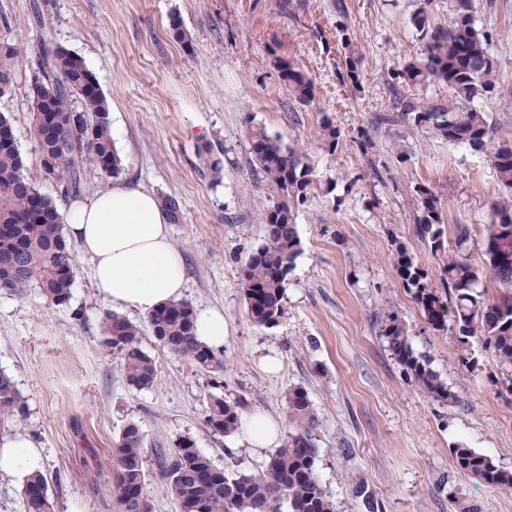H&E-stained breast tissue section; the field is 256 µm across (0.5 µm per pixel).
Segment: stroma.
<instances>
[{
	"mask_svg": "<svg viewBox=\"0 0 512 512\" xmlns=\"http://www.w3.org/2000/svg\"><path fill=\"white\" fill-rule=\"evenodd\" d=\"M423 5L434 22L447 23L448 0H0V39L25 51L0 113L11 119L28 179L62 211L115 184L175 197L182 299L221 311L226 326L224 367L214 372L144 336L158 379L139 390L126 381L122 354L102 343L112 305L94 288L78 247L70 249L67 304L33 284L20 294L0 289V372L27 406L23 418L0 424V437L28 438L40 450L52 512H120L113 448L130 422L143 434L152 512H178L158 456L182 440L230 471H261L269 450L208 428L210 398L243 400V414L267 413L286 432L285 395L295 387L307 391L319 419L315 470L335 512H366L359 486L373 493L378 512H512V492L476 485L454 465L463 446L512 471L505 375L478 340L464 347L427 325L393 268L400 247L429 274L438 271L416 234L415 185L441 198L445 237L469 225L475 262L493 207L504 200L484 155L400 117L371 126L391 107L393 72L425 61L412 23ZM473 7L492 36L502 85L472 107L512 141V0H473ZM175 20L190 46L174 38ZM46 37L83 58L118 130L119 175L86 169L75 195L43 176L31 131L29 91ZM347 37L361 70L356 86L344 75ZM284 59L313 79V105L288 92ZM326 118L339 134L333 151L323 139ZM255 128L312 170L295 209L302 251L285 284L286 314L273 328L249 318L238 281L240 265L266 241L261 212L281 199L256 174ZM391 310L450 400L417 390L388 350L380 317ZM467 353L472 363H464Z\"/></svg>",
	"mask_w": 512,
	"mask_h": 512,
	"instance_id": "stroma-1",
	"label": "stroma"
}]
</instances>
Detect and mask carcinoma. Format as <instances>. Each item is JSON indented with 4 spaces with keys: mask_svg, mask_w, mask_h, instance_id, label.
Wrapping results in <instances>:
<instances>
[{
    "mask_svg": "<svg viewBox=\"0 0 512 512\" xmlns=\"http://www.w3.org/2000/svg\"><path fill=\"white\" fill-rule=\"evenodd\" d=\"M412 23L424 42L426 63L406 64L394 80L416 85L427 80L448 85V104L420 103L401 94L396 85L392 111L414 126L431 128L450 143L464 144L488 158L498 183L512 196V142L496 137L494 126L483 112L469 107L474 100L492 95L500 84L497 59L489 51L488 35L479 29L472 0H448V23L435 24L426 8ZM24 57L17 43L0 41V86L13 85ZM288 91L301 103L315 100L313 79L294 62L280 63ZM85 61L61 46H45L43 68L30 88L32 132L44 176L65 193L81 188L85 168L103 175L120 173L121 161L109 135V105L100 88H89ZM250 151L262 177L281 194L272 208L262 212L265 244L252 251L239 270L240 288L252 321L272 328L286 314L284 288L302 243L294 220L296 205L307 198L312 184L311 168L294 150L282 146L263 130L250 136ZM20 148L0 145V289L22 292L36 276L51 302L69 301L74 270L64 233L63 215L54 201L41 194L25 177ZM420 219L418 237L440 257L439 278L448 293L434 287L428 272L403 249H396L394 270L408 288L425 322L436 331L451 330L466 345L477 337L491 350L496 364L508 373L512 392V210L497 205L484 227L483 261L474 264L464 249L470 239L467 224L455 225L454 246L445 244L442 203L429 188L417 189ZM500 288L490 299L488 285ZM149 331L169 353L212 372L223 367V357L199 343L195 336L194 310L186 302L166 303L149 314L146 324H135L117 314L105 317L102 343L124 356L125 377L135 389H149L157 382L154 359L142 347ZM382 336L398 362L422 392L438 399L452 397L427 362L417 356L406 327L395 312L385 314ZM293 428L283 446L275 451L259 474H232L217 466L189 439L169 454L163 470L168 492L179 512H333L329 495L315 472L318 457L315 430L318 418L308 393L296 387L286 395ZM241 400L212 397L206 419L216 434H229L240 424ZM25 412V402L12 380L0 373V422L12 421ZM115 482L121 512L139 497L150 498L144 466L143 435L135 423L121 431L113 449ZM457 469L476 483L500 492H512V471L469 448L454 452ZM25 512H50L47 479L40 475L23 487Z\"/></svg>",
    "mask_w": 512,
    "mask_h": 512,
    "instance_id": "1",
    "label": "carcinoma"
}]
</instances>
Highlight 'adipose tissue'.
Listing matches in <instances>:
<instances>
[{
    "instance_id": "obj_1",
    "label": "adipose tissue",
    "mask_w": 512,
    "mask_h": 512,
    "mask_svg": "<svg viewBox=\"0 0 512 512\" xmlns=\"http://www.w3.org/2000/svg\"><path fill=\"white\" fill-rule=\"evenodd\" d=\"M64 221L92 262L96 288L113 305L149 313L181 298L184 258L155 195L137 186H115L75 203ZM41 471L33 442L0 439L1 473L23 484Z\"/></svg>"
}]
</instances>
